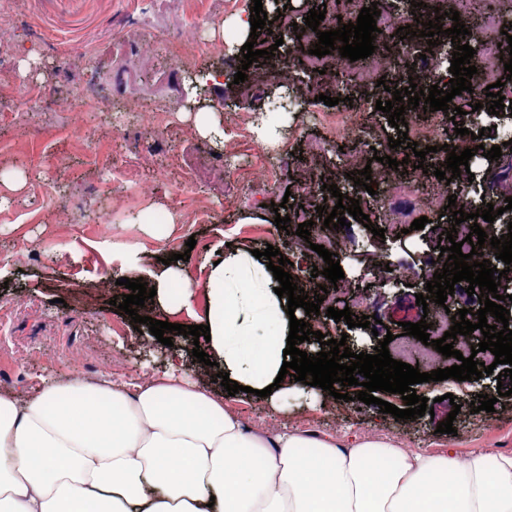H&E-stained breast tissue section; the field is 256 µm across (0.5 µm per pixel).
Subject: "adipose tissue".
Instances as JSON below:
<instances>
[{"mask_svg":"<svg viewBox=\"0 0 512 512\" xmlns=\"http://www.w3.org/2000/svg\"><path fill=\"white\" fill-rule=\"evenodd\" d=\"M207 352L231 381H274L285 299L243 281L225 259L204 285ZM250 297L251 324L238 304ZM0 512H512V454L406 452L297 431L260 434L222 396L175 374L131 392L105 378L0 392Z\"/></svg>","mask_w":512,"mask_h":512,"instance_id":"ef3b65f1","label":"adipose tissue"}]
</instances>
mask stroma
Listing matches in <instances>:
<instances>
[{"mask_svg":"<svg viewBox=\"0 0 512 512\" xmlns=\"http://www.w3.org/2000/svg\"><path fill=\"white\" fill-rule=\"evenodd\" d=\"M251 5L230 0L187 29L181 20L196 13V0H139L132 8L126 0H15L0 42V391L31 393L49 377L109 376L130 386L143 375H162L175 355H188L183 336L162 346L148 325L134 326L113 306L121 277L150 282L166 267L181 272L194 288L189 305L154 317L187 326L205 320L200 285L219 258L237 257L242 276L262 287L275 283L266 259L254 256L266 246L290 260L291 275L323 266L314 250L321 236L286 234L272 206L286 190L323 174L344 177L359 157L350 140H337L323 125L324 102L304 105L313 84L292 42L252 63L235 106L212 107L196 85L235 56V22ZM282 63L298 100L285 101L270 74ZM95 85L104 89L99 110L79 112L83 93ZM136 103L162 112L164 128L133 112ZM201 114L213 136L197 131ZM377 123L380 155L408 159L410 166L388 179L374 176L371 188H353V195H373L366 213L385 235L356 221L339 230L345 276L339 304L367 308L398 337L403 323L422 318L414 285L439 258L445 222L421 201L418 157L390 149L394 131L385 118ZM287 153L292 163L267 181L266 170ZM188 158L210 179L186 183ZM469 166L470 176L453 181L457 198L482 196L503 207L512 197V152L496 161L478 153ZM423 216L429 226L412 229ZM192 237L190 250L185 243ZM117 242L131 253L115 251ZM380 255L401 275L397 287L379 282ZM486 381L489 397L510 389L501 408L473 412L476 382L450 378L416 385L417 395L435 406L433 415L413 421L299 384L274 404L242 394L225 403L261 433L288 429L345 441L367 435L410 451H451L462 460L475 448L512 453V380L492 374ZM456 404L455 434L437 433Z\"/></svg>","mask_w":512,"mask_h":512,"instance_id":"obj_1","label":"stroma"}]
</instances>
